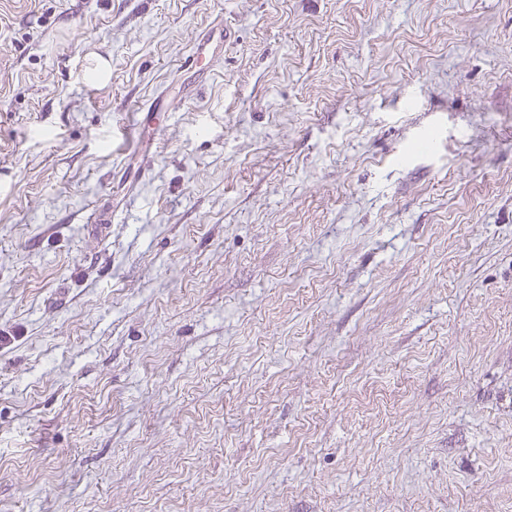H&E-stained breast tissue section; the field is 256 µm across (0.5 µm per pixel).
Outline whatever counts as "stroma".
<instances>
[{"instance_id": "35a3bbf8", "label": "stroma", "mask_w": 512, "mask_h": 512, "mask_svg": "<svg viewBox=\"0 0 512 512\" xmlns=\"http://www.w3.org/2000/svg\"><path fill=\"white\" fill-rule=\"evenodd\" d=\"M0 333V512H512V0H0Z\"/></svg>"}]
</instances>
